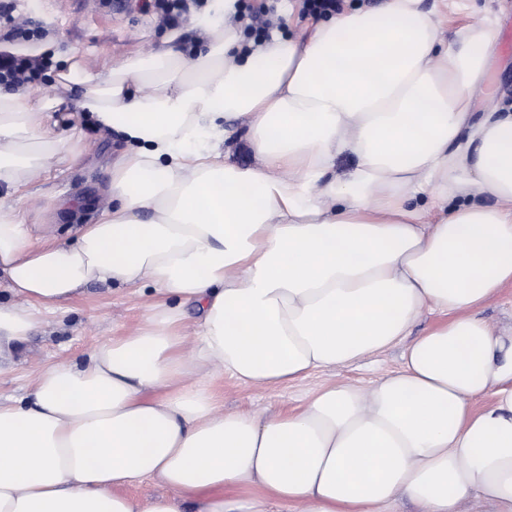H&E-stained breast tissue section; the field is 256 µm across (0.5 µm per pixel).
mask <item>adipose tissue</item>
I'll return each instance as SVG.
<instances>
[{"instance_id":"adipose-tissue-1","label":"adipose tissue","mask_w":512,"mask_h":512,"mask_svg":"<svg viewBox=\"0 0 512 512\" xmlns=\"http://www.w3.org/2000/svg\"><path fill=\"white\" fill-rule=\"evenodd\" d=\"M421 3L245 48L237 0H212L193 56L167 43L102 70L38 43L127 149L98 222L36 242L27 187L64 139L52 100L0 92V360L89 282L157 301L86 365L0 400V512H458L472 495L512 512V327L482 316L512 283V103L473 116L499 28L443 39ZM230 116L256 166L225 156ZM426 312L441 323L414 334ZM399 343L369 390L323 386L289 413L224 412L210 380L275 386ZM143 481L162 495H123Z\"/></svg>"}]
</instances>
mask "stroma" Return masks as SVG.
I'll return each mask as SVG.
<instances>
[{
	"instance_id": "1",
	"label": "stroma",
	"mask_w": 512,
	"mask_h": 512,
	"mask_svg": "<svg viewBox=\"0 0 512 512\" xmlns=\"http://www.w3.org/2000/svg\"><path fill=\"white\" fill-rule=\"evenodd\" d=\"M425 9L437 12L440 35L449 29L474 21L484 14L493 15L499 25L497 57L500 61L491 81L500 91L512 96V0H471L461 8L458 0H423ZM43 15L33 16L36 26L45 18L57 20L58 35L95 67H111L135 55L148 54L167 39H174L183 54L199 44L191 23L177 30L160 26L153 15L137 10L113 12L102 8L95 13L83 10L80 0L60 7L57 0H43ZM32 96L56 99L55 116L63 137L79 140L83 152L64 173L34 178L31 189L38 210L30 221L37 236L60 243L71 239L81 224L97 223L108 200L102 195L108 170L125 147L114 133H104L81 120L76 111V96L66 91L55 77H47L32 88ZM151 289L130 293L112 284L92 283L73 300L67 311L44 314L41 324L20 354L0 362V396H21L36 373L57 361L79 363L99 344L112 336L126 335L138 329L145 308L153 303ZM402 346H395L345 367L317 371L307 378L276 387L250 386L227 378L213 381L218 404L225 411L250 409L264 415L288 412L298 406L306 394L329 384L368 388L380 377L399 368Z\"/></svg>"
}]
</instances>
